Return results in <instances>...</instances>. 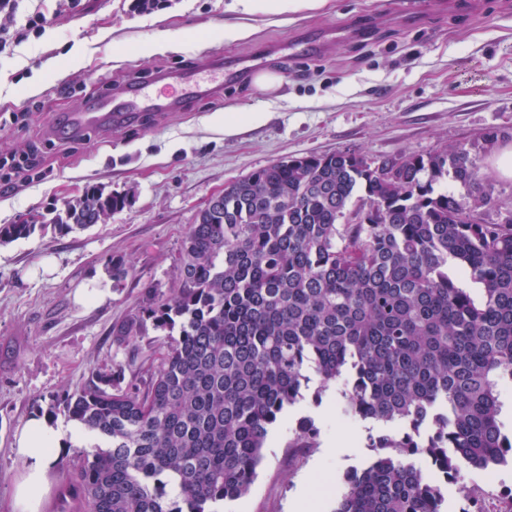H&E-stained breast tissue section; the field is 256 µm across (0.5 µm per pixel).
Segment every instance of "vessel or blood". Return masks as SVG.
Instances as JSON below:
<instances>
[{
	"mask_svg": "<svg viewBox=\"0 0 512 512\" xmlns=\"http://www.w3.org/2000/svg\"><path fill=\"white\" fill-rule=\"evenodd\" d=\"M254 66L251 60L228 66L223 60L214 58L193 67L168 70L161 73L160 78L169 83V92L151 93L146 83L136 82L121 94H100L89 105L68 113L61 128L79 136L115 119L149 112H175L191 100L203 99L218 104L222 101L225 84L245 79Z\"/></svg>",
	"mask_w": 512,
	"mask_h": 512,
	"instance_id": "vessel-or-blood-1",
	"label": "vessel or blood"
}]
</instances>
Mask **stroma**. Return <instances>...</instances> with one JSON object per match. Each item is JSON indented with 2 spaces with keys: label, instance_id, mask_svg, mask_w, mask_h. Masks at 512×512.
Segmentation results:
<instances>
[{
  "label": "stroma",
  "instance_id": "35a3bbf8",
  "mask_svg": "<svg viewBox=\"0 0 512 512\" xmlns=\"http://www.w3.org/2000/svg\"><path fill=\"white\" fill-rule=\"evenodd\" d=\"M231 0H166L152 13L131 0H82L57 14L41 37L0 57V112H25L0 128V157L41 153L44 179L0 186V224L46 214L86 188L125 191L130 204L105 224L59 235L37 233L0 244V512H11L22 469L13 454L17 430L49 416L68 425L65 394L122 365L144 385L164 351V331L147 327L135 346H117L112 329L138 314L145 284L175 287L182 241L199 211L231 182L272 162L309 154L356 152L393 159L455 147L470 149L491 188L488 221L512 216V178L494 160L512 147V0H325L283 16L229 11ZM244 23L252 35L225 44L218 32ZM185 41L177 53L140 56L160 32ZM81 64L49 72L75 44ZM255 59L280 75L281 88H224V104L187 102L182 111L113 123L90 138L53 133L51 118L83 106L111 84L131 82L215 56ZM37 88L28 82L35 74ZM267 112L269 118L225 135L217 109ZM499 138L481 147L484 132ZM130 272L114 285L110 261ZM342 382L311 376L302 397L271 427L249 493L224 512H292L308 490L313 512H331L347 471L373 456L371 420L343 413ZM312 420L317 436L303 447L296 429ZM446 512L476 500L482 512H512V467L469 472L444 486Z\"/></svg>",
  "mask_w": 512,
  "mask_h": 512
}]
</instances>
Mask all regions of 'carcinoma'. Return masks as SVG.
Listing matches in <instances>:
<instances>
[{
	"instance_id": "carcinoma-1",
	"label": "carcinoma",
	"mask_w": 512,
	"mask_h": 512,
	"mask_svg": "<svg viewBox=\"0 0 512 512\" xmlns=\"http://www.w3.org/2000/svg\"><path fill=\"white\" fill-rule=\"evenodd\" d=\"M490 202L465 148L381 168L350 152L309 155L225 187L182 241L177 287L147 285L139 314L113 329L126 346L149 321L167 332L147 389L121 386L118 369L64 397L68 418L99 438L71 464L68 504L222 512L249 492L270 428L311 370L324 384L346 378L347 412L409 427L370 438L373 457L345 474L332 512H444L441 485L412 457H428L446 482L512 463L501 420L512 218L475 214ZM128 204L126 193L89 188L47 223L1 224L0 244L49 223L61 234L105 224Z\"/></svg>"
}]
</instances>
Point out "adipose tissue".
Listing matches in <instances>:
<instances>
[{
	"mask_svg": "<svg viewBox=\"0 0 512 512\" xmlns=\"http://www.w3.org/2000/svg\"><path fill=\"white\" fill-rule=\"evenodd\" d=\"M89 432L80 426L63 428L48 417L31 418L15 435L13 451L24 464L13 493V512H39L44 497L51 490L54 466L66 444L88 442Z\"/></svg>",
	"mask_w": 512,
	"mask_h": 512,
	"instance_id": "1",
	"label": "adipose tissue"
}]
</instances>
